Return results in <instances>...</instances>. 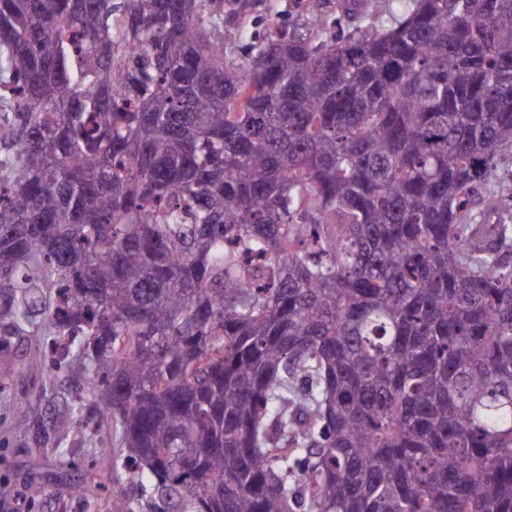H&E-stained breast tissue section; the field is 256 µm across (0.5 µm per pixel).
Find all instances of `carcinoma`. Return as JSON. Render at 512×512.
Here are the masks:
<instances>
[{"label": "carcinoma", "instance_id": "carcinoma-1", "mask_svg": "<svg viewBox=\"0 0 512 512\" xmlns=\"http://www.w3.org/2000/svg\"><path fill=\"white\" fill-rule=\"evenodd\" d=\"M296 2L0 0V351L151 512H512V0ZM254 7L249 10L251 15L246 20V32H265L267 20L273 18L279 26L296 27L303 34L312 32L305 15L301 14L299 8L292 3V0H251ZM364 8L376 28H388L398 12L399 0H364Z\"/></svg>", "mask_w": 512, "mask_h": 512}]
</instances>
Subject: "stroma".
Instances as JSON below:
<instances>
[{"label":"stroma","mask_w":512,"mask_h":512,"mask_svg":"<svg viewBox=\"0 0 512 512\" xmlns=\"http://www.w3.org/2000/svg\"><path fill=\"white\" fill-rule=\"evenodd\" d=\"M245 31L228 27L224 45L239 52L242 33H264L268 20L310 33L305 15L292 0H252ZM44 356H34V349ZM52 338L45 317H37L26 336L0 352V404L21 405L27 428L17 429L12 412L0 407V512H109L113 491L125 493L136 512H150L152 491L125 471L108 474L104 487L90 482L99 448L111 445L110 423L77 417L72 411L85 395L84 371L67 358L52 363Z\"/></svg>","instance_id":"obj_1"}]
</instances>
